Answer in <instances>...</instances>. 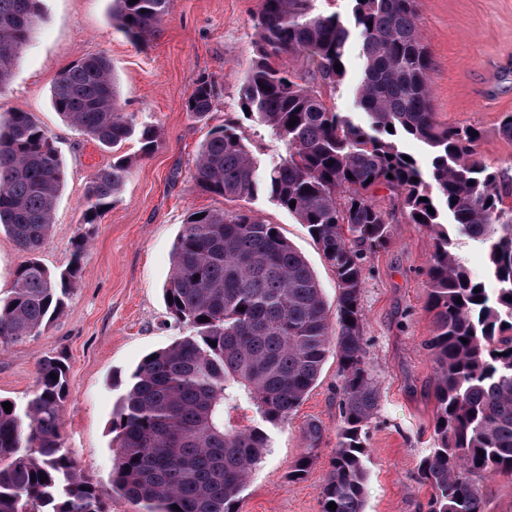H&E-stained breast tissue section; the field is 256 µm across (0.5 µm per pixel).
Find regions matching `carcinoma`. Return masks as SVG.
I'll return each instance as SVG.
<instances>
[{
  "label": "carcinoma",
  "instance_id": "cac0c4a2",
  "mask_svg": "<svg viewBox=\"0 0 512 512\" xmlns=\"http://www.w3.org/2000/svg\"><path fill=\"white\" fill-rule=\"evenodd\" d=\"M40 2L0 0V90L40 19ZM351 2L365 59L356 90L364 122L351 121L321 95L347 74L351 32L340 17L317 11L314 0H262L241 105L283 142L285 154L262 163L226 125L202 144L193 174L198 186L226 199L263 192L307 226L336 274V320L307 261L276 225L250 210L189 213L164 293L172 296L165 302L169 318L191 334L140 361L110 425L112 492L140 512H239L272 430L288 424L331 352L342 373V426L322 488L323 512L331 502L335 512H364L365 436L379 391L365 363L361 296L365 259L391 241L389 215L374 200L381 186L400 197L408 223L435 236L427 304L435 324L428 349L435 364L436 444L419 466L432 489L427 512H491L480 482L512 478V300H506L512 297V192L478 159L482 133L442 124L432 112L431 59L415 0ZM169 4L114 0L113 17L132 40L145 42ZM299 56L314 69L288 70L286 60ZM216 97L214 83L201 77L187 111L202 119ZM52 101L69 125L101 146L116 149L136 135L142 154L151 153L154 134L120 110L107 58L76 59L59 74ZM402 139L430 148L428 172L403 159ZM130 164L119 155L95 173L82 223H99ZM64 176L52 136L30 113L0 119V231L28 254L10 293L0 296L1 347L39 335L77 282L87 235L74 240L63 268L50 269L38 258ZM443 208L454 227L483 246L499 285L494 292L454 254ZM67 395L64 363L45 357L26 403H12L7 413L0 398V512H108L102 493L63 450ZM241 410L252 413L246 426L238 422ZM323 434L320 423L306 424L293 479L307 475ZM40 473L47 481L40 482Z\"/></svg>",
  "mask_w": 512,
  "mask_h": 512
}]
</instances>
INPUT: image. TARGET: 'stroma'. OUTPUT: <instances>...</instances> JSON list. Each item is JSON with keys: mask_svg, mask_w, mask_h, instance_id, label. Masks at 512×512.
<instances>
[{"mask_svg": "<svg viewBox=\"0 0 512 512\" xmlns=\"http://www.w3.org/2000/svg\"><path fill=\"white\" fill-rule=\"evenodd\" d=\"M260 6L261 0H171L155 36L141 43L113 21L112 0H41V20L0 91V116L31 113L52 136L65 171L41 262L51 269L66 266L75 236L89 237L63 313L40 335L0 348V397L25 403L36 389L38 361L51 356L64 362L63 447L107 493L110 512H136L111 491L112 413L141 359L188 333L162 322L171 252L189 212L247 207L277 225L313 269L327 309L336 308L335 273L306 225L267 195L227 201L192 178L209 132L228 123L258 159L285 151L240 107ZM418 24L432 59L431 103L438 121L479 128L480 159L512 177V141L497 131L503 113H512V0H418ZM361 43L359 33H352L346 79L322 90L328 106L357 121L363 118L356 98L364 71ZM86 55L109 60L122 111L156 134L150 156H142L134 138L120 147L131 160L123 190L100 223L91 225L82 221L87 187L113 152L65 122L51 100L59 73ZM203 76L215 81L218 97L199 120L187 112L186 101ZM375 200L390 215L392 242L368 258L364 273L365 361L379 389L366 435L365 512H425L431 490L420 481L418 466L435 446L434 371L427 349L434 332L427 308L434 239L428 228L407 223L395 194L381 188ZM339 384V363L331 355L288 424L273 432L240 512H322V487L341 426ZM311 421L323 426L324 436L308 474L296 481L290 472Z\"/></svg>", "mask_w": 512, "mask_h": 512, "instance_id": "35a3bbf8", "label": "stroma"}]
</instances>
